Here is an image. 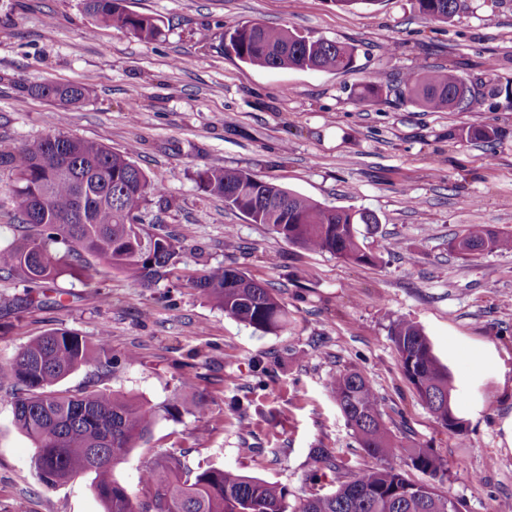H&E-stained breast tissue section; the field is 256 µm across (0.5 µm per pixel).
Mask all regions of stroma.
I'll list each match as a JSON object with an SVG mask.
<instances>
[{
    "label": "stroma",
    "instance_id": "1",
    "mask_svg": "<svg viewBox=\"0 0 512 512\" xmlns=\"http://www.w3.org/2000/svg\"><path fill=\"white\" fill-rule=\"evenodd\" d=\"M163 20L144 42L96 25L82 0H0V142L45 134L53 105L30 93L43 83L88 88L65 132L134 160L161 186L141 213L146 227L180 240L178 287L132 285L99 274L89 285L62 277L46 290L0 280V363L53 328L96 339L110 333L112 372L79 370L61 383L106 387L160 408L148 442L114 477L140 491L147 465L182 452L191 469L234 468L288 491L296 512L311 494L335 491L374 466L327 388L345 371L378 393L396 443L427 449L445 466L441 490L460 512H498L512 501V252L463 257L448 243L469 225L512 233V0H466L448 22L424 20L416 0H378L344 10L334 0H125ZM288 26L354 45L349 70L257 69L224 49L245 22ZM450 66L469 84L500 92L471 112H430L398 97L410 69ZM378 98L360 101L365 83ZM497 128L493 143L459 142L460 128ZM211 165L248 172L339 209L367 210L359 225L373 265L288 244L205 194ZM232 265L274 288L287 327L264 333L225 316L189 280ZM419 325L457 389L466 426H441L403 374L389 337L393 320ZM493 348L499 360L477 358ZM138 354L124 361L126 352ZM193 378L206 415L164 413ZM331 449L335 470L310 483L313 451ZM33 447L0 391V512H103L93 474L48 489L33 476Z\"/></svg>",
    "mask_w": 512,
    "mask_h": 512
}]
</instances>
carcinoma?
<instances>
[{
  "label": "carcinoma",
  "instance_id": "1",
  "mask_svg": "<svg viewBox=\"0 0 512 512\" xmlns=\"http://www.w3.org/2000/svg\"><path fill=\"white\" fill-rule=\"evenodd\" d=\"M122 2L84 0V7L100 24L142 41L162 34L160 19L129 12ZM416 2L429 21L446 22L463 7V0ZM224 39L227 52L259 69L346 71L356 53L351 45L259 22L237 24ZM30 92L61 112L52 114V129L45 135L0 148V167L14 175L18 221L13 238L0 244V276L16 275L41 288L64 275L86 283L97 266L144 288L171 281L181 247L174 235L142 224L141 208L160 188L133 161V150L116 153L60 130L63 112L87 98L85 87L45 83ZM499 93L494 79L476 89L451 67L410 71L399 80L401 97L432 112H471L482 99ZM497 136L492 127L473 126L457 134L461 142L490 143ZM196 182L203 192L223 199L251 223L270 227L293 246L328 252L348 263L377 260L357 236L356 225L378 223L367 211L328 207L270 180L220 166L197 171ZM449 247L462 256L478 249L511 252L512 234L473 224ZM192 287L225 315L259 331L277 332L288 322V311L274 290L237 267H210L192 280ZM389 332L403 374L420 400L439 424L463 434V423L448 422L453 379L423 330L396 320ZM110 367L112 350L105 339L91 343L61 328L33 339L0 364V389L12 391L14 422L34 445V476L42 486L56 488L91 472L104 512H288V491L279 485L220 467L193 471L174 452L145 469V498L119 483L114 468L151 433L158 410L108 389L87 388L79 394L59 389L63 379L81 368ZM329 391L359 446L378 465L361 470L330 494L307 498L299 512H448L452 497L434 483L409 480L395 462L397 445L370 382L348 371L331 378ZM170 409L199 416L207 405L176 396ZM407 460L433 479L443 471L440 460L422 448L410 449Z\"/></svg>",
  "mask_w": 512,
  "mask_h": 512
}]
</instances>
